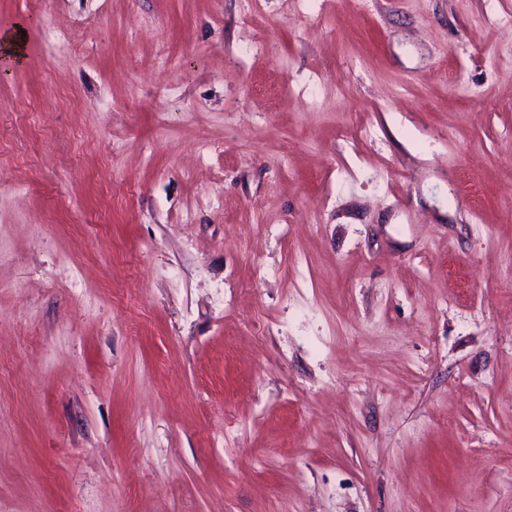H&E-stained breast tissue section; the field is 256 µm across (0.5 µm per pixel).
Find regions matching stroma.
I'll return each instance as SVG.
<instances>
[{
	"mask_svg": "<svg viewBox=\"0 0 512 512\" xmlns=\"http://www.w3.org/2000/svg\"><path fill=\"white\" fill-rule=\"evenodd\" d=\"M16 31L0 512H512V0Z\"/></svg>",
	"mask_w": 512,
	"mask_h": 512,
	"instance_id": "35a3bbf8",
	"label": "stroma"
}]
</instances>
